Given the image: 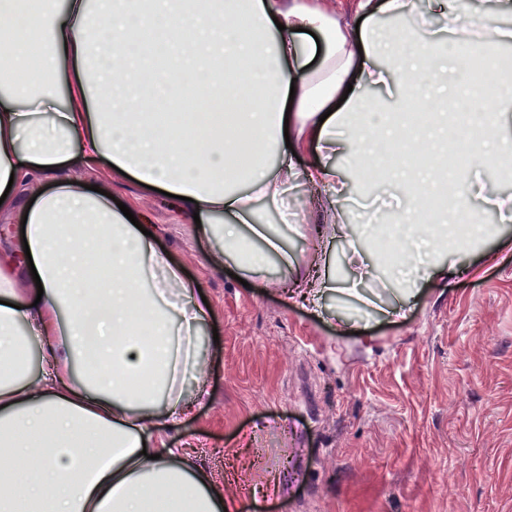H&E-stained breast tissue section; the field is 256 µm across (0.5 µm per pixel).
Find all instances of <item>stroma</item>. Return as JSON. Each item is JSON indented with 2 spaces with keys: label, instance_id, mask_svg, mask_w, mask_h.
<instances>
[{
  "label": "stroma",
  "instance_id": "obj_1",
  "mask_svg": "<svg viewBox=\"0 0 512 512\" xmlns=\"http://www.w3.org/2000/svg\"><path fill=\"white\" fill-rule=\"evenodd\" d=\"M348 190L327 214L295 181L255 223L281 242L243 285L206 260L207 239L177 202L116 182L210 308L196 329L207 396L169 430L223 481L236 512H512V223L477 209L487 238L458 261L477 276L352 287L336 241L318 304L288 299L304 274L312 224H391L387 176L335 160Z\"/></svg>",
  "mask_w": 512,
  "mask_h": 512
}]
</instances>
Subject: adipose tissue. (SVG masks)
I'll list each match as a JSON object with an SVG mask.
<instances>
[{
  "label": "adipose tissue",
  "instance_id": "obj_1",
  "mask_svg": "<svg viewBox=\"0 0 512 512\" xmlns=\"http://www.w3.org/2000/svg\"><path fill=\"white\" fill-rule=\"evenodd\" d=\"M510 13L512 0L484 9L428 0L422 13L416 0H357L355 29L319 0H42L35 10L30 0H0V21L49 33L37 57L0 37V215L27 217L25 243L0 252V451L9 458L0 464V512H145L153 498L170 512H224L223 484L165 436L194 405L177 384L191 380L206 392L193 338L175 334L168 311L175 304L206 318L193 284L114 206L110 182L97 193L78 179L59 181L22 209L9 182L103 161L111 174L181 196V210L199 216L210 264L261 274L280 242L254 223L255 200L278 199L301 180L335 208L341 173L331 157L383 152L376 127L439 155L440 114L411 127L371 111V91L412 98L422 109L441 102L456 70L487 131L483 165L512 156V116L502 107L512 83L499 80L488 95L469 75L476 45L512 43ZM383 15L418 23L383 28ZM437 19L448 22L446 53L431 32ZM385 53L396 67L382 65ZM235 94L245 102L226 116L198 113V139L152 126V113L173 99L210 104ZM353 125L361 132L354 143L343 137ZM247 142L254 155L237 174L244 186L230 187L224 173ZM291 144L315 150V161L297 167ZM273 147L281 158L274 169L265 161ZM427 172L398 169V214L415 215L421 198L436 195ZM378 231L400 246L402 260L387 274L394 281L408 271L471 274V266L435 256L441 245L480 238L485 227L449 223L443 211L431 225ZM250 235L264 249H249ZM144 318L154 330L148 342L136 332ZM20 326L43 348L34 379L15 364ZM146 370L168 387L165 401L154 389H130Z\"/></svg>",
  "mask_w": 512,
  "mask_h": 512
}]
</instances>
